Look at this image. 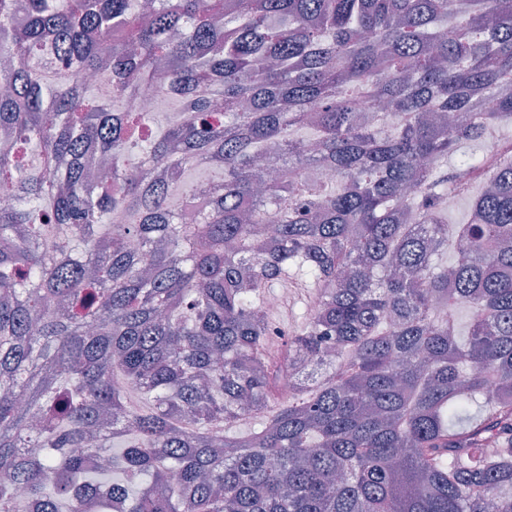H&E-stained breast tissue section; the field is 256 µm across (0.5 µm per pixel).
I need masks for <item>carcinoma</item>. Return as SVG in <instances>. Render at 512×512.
Returning <instances> with one entry per match:
<instances>
[{
	"mask_svg": "<svg viewBox=\"0 0 512 512\" xmlns=\"http://www.w3.org/2000/svg\"><path fill=\"white\" fill-rule=\"evenodd\" d=\"M137 2L0 0V512H512V0ZM162 60L195 113L155 136ZM169 83V72L156 69L152 83L139 92L128 108L135 112H147L150 115L160 112L164 103L162 92L167 90ZM283 288V294L288 293V299L281 310L272 312V319L276 326L290 332L302 321L305 300L310 288H306L304 283L301 285V282L296 280H288V285H284Z\"/></svg>",
	"mask_w": 512,
	"mask_h": 512,
	"instance_id": "cac0c4a2",
	"label": "carcinoma"
}]
</instances>
